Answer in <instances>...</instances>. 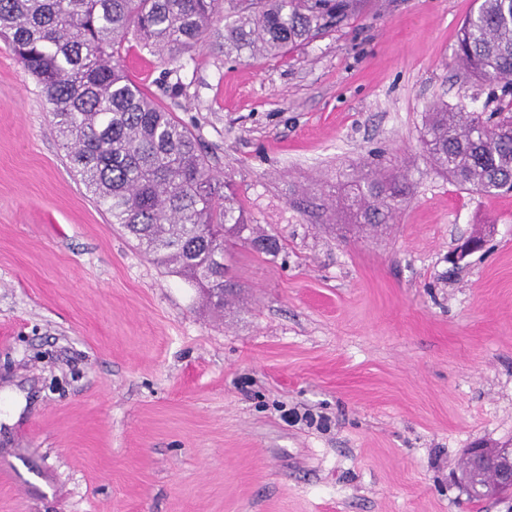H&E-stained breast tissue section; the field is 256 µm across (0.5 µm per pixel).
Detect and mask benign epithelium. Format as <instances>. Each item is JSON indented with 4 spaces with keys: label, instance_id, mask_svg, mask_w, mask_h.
Returning <instances> with one entry per match:
<instances>
[{
    "label": "benign epithelium",
    "instance_id": "benign-epithelium-1",
    "mask_svg": "<svg viewBox=\"0 0 512 512\" xmlns=\"http://www.w3.org/2000/svg\"><path fill=\"white\" fill-rule=\"evenodd\" d=\"M467 493L483 499L512 492V448L466 449L464 465L454 474Z\"/></svg>",
    "mask_w": 512,
    "mask_h": 512
}]
</instances>
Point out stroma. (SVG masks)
I'll list each match as a JSON object with an SVG mask.
<instances>
[{
    "instance_id": "1",
    "label": "stroma",
    "mask_w": 512,
    "mask_h": 512,
    "mask_svg": "<svg viewBox=\"0 0 512 512\" xmlns=\"http://www.w3.org/2000/svg\"><path fill=\"white\" fill-rule=\"evenodd\" d=\"M474 5L354 0L268 59L226 58L220 17L176 64L124 43L279 240L226 238L220 311L111 223L0 39V512H512L453 479L465 449L512 448V192L419 145L433 105L505 100L455 55ZM395 164L393 222L344 224L339 172Z\"/></svg>"
}]
</instances>
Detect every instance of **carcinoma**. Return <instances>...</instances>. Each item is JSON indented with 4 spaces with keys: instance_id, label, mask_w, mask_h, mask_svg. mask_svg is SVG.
<instances>
[{
    "instance_id": "cac0c4a2",
    "label": "carcinoma",
    "mask_w": 512,
    "mask_h": 512,
    "mask_svg": "<svg viewBox=\"0 0 512 512\" xmlns=\"http://www.w3.org/2000/svg\"><path fill=\"white\" fill-rule=\"evenodd\" d=\"M223 0H0V37L42 87L54 127L87 191L161 266L224 309V237H242L243 211L209 174L197 138L133 82L120 64L128 35L171 60L210 33ZM352 0H253L224 22V54L282 56L348 13ZM457 57L472 76L512 82V0H480L459 32ZM436 107L422 152L457 184L512 190V104L494 112ZM353 223L388 224L408 196L403 170L343 173Z\"/></svg>"
}]
</instances>
